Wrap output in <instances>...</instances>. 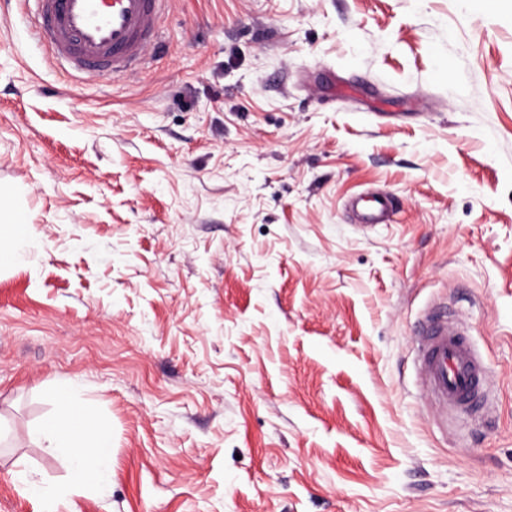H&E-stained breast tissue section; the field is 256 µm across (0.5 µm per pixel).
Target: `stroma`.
<instances>
[{
	"label": "stroma",
	"instance_id": "35a3bbf8",
	"mask_svg": "<svg viewBox=\"0 0 512 512\" xmlns=\"http://www.w3.org/2000/svg\"><path fill=\"white\" fill-rule=\"evenodd\" d=\"M0 0V512L67 488L76 384L112 472L56 512H512V0H172L153 68L69 85ZM388 194L364 225L352 196ZM444 300L488 368L441 417ZM9 192L0 189V219L7 220L5 226L9 227L7 233H2L0 228V268H9L16 265L22 258L18 245L29 239V224L25 222L20 212L11 206L5 205L3 197ZM4 225H1L4 226ZM395 206L387 198H377L373 201L369 210L359 214L360 219L366 224H379L392 221L395 214ZM418 375L441 414L476 406L485 386L482 361L448 312L429 308L420 325ZM54 410L44 417L36 430L54 455L70 463L71 481L65 491L32 483L21 471L19 481L30 492L46 503V512H55V500L67 492L79 491L105 482L112 457V442L106 429L96 422L89 410H84V419L79 429H70L65 424L64 404L80 408L76 404L74 389L68 382L56 384L51 392Z\"/></svg>",
	"mask_w": 512,
	"mask_h": 512
}]
</instances>
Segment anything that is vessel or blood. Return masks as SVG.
<instances>
[{
  "instance_id": "obj_1",
  "label": "vessel or blood",
  "mask_w": 512,
  "mask_h": 512,
  "mask_svg": "<svg viewBox=\"0 0 512 512\" xmlns=\"http://www.w3.org/2000/svg\"><path fill=\"white\" fill-rule=\"evenodd\" d=\"M31 35L73 78L96 84L143 73L159 42L160 20L171 0H32ZM392 201L375 199L360 218L390 222ZM418 375L440 412L476 406L485 386L482 361L440 308H429L418 338Z\"/></svg>"
}]
</instances>
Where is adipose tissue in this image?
<instances>
[{"mask_svg": "<svg viewBox=\"0 0 512 512\" xmlns=\"http://www.w3.org/2000/svg\"><path fill=\"white\" fill-rule=\"evenodd\" d=\"M0 219L6 220L8 232H0V268L16 265L22 258L19 244L27 242L29 226L20 212L0 201ZM54 410L44 417L37 430L50 452L70 464L69 491L75 492L105 482L112 457V442L106 429L96 422L92 412H85L79 429L65 424V406L74 404V389L70 383L56 384L51 392Z\"/></svg>", "mask_w": 512, "mask_h": 512, "instance_id": "ef3b65f1", "label": "adipose tissue"}]
</instances>
